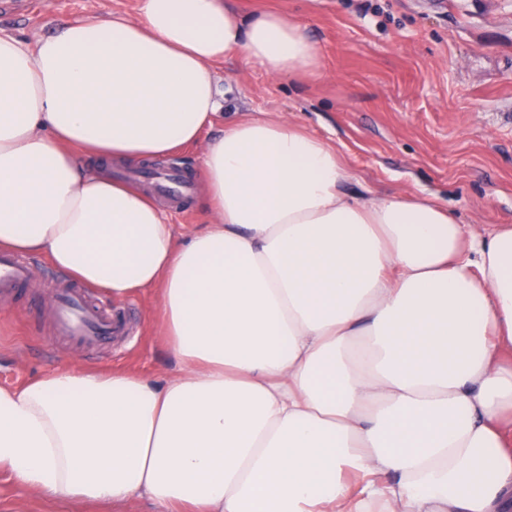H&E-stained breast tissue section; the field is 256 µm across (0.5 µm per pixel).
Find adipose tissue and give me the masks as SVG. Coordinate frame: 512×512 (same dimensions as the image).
Listing matches in <instances>:
<instances>
[{
    "label": "adipose tissue",
    "mask_w": 512,
    "mask_h": 512,
    "mask_svg": "<svg viewBox=\"0 0 512 512\" xmlns=\"http://www.w3.org/2000/svg\"><path fill=\"white\" fill-rule=\"evenodd\" d=\"M318 75L316 42L231 0H142L0 34V249L123 301L152 293L177 371L58 368L0 387V472L164 512H512V227L353 194L340 152L224 109L217 64ZM200 150L177 236L111 162Z\"/></svg>",
    "instance_id": "ef3b65f1"
}]
</instances>
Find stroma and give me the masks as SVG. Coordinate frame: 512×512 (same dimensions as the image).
I'll list each match as a JSON object with an SVG mask.
<instances>
[{"mask_svg": "<svg viewBox=\"0 0 512 512\" xmlns=\"http://www.w3.org/2000/svg\"><path fill=\"white\" fill-rule=\"evenodd\" d=\"M248 13L273 11L307 25L319 76L276 79L244 58L217 66L225 112L303 126L336 146L350 190L413 192L448 208L468 230L512 225V0H234ZM141 0H0V32L28 42L108 13L136 17ZM197 150L161 158L195 190L178 232L203 229ZM38 277L12 308H0V385H18L68 365L124 369L160 382L176 363L148 295L101 306L132 317L127 336L89 349L50 335L43 310L52 292ZM0 512H103L36 495L0 473Z\"/></svg>", "mask_w": 512, "mask_h": 512, "instance_id": "35a3bbf8", "label": "stroma"}]
</instances>
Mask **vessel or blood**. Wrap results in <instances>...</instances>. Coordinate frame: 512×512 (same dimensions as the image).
Wrapping results in <instances>:
<instances>
[{
    "mask_svg": "<svg viewBox=\"0 0 512 512\" xmlns=\"http://www.w3.org/2000/svg\"><path fill=\"white\" fill-rule=\"evenodd\" d=\"M36 271L24 257L12 253L0 254V303H13L18 293L27 288ZM54 335L69 336L94 347L127 333L125 320L87 300L83 291L57 288L46 312Z\"/></svg>",
    "mask_w": 512,
    "mask_h": 512,
    "instance_id": "vessel-or-blood-1",
    "label": "vessel or blood"
}]
</instances>
